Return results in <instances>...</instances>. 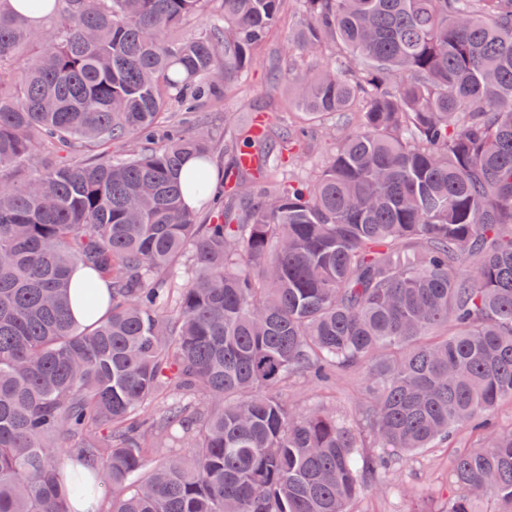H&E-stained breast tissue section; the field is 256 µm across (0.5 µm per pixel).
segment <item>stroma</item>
I'll return each mask as SVG.
<instances>
[{
    "instance_id": "obj_1",
    "label": "stroma",
    "mask_w": 512,
    "mask_h": 512,
    "mask_svg": "<svg viewBox=\"0 0 512 512\" xmlns=\"http://www.w3.org/2000/svg\"><path fill=\"white\" fill-rule=\"evenodd\" d=\"M286 8L285 29L256 55L248 74L220 98L201 102L195 111L173 107V125L188 134H209L239 143L245 132L239 126L225 125V115H269L286 104L289 91L283 73L288 67L287 29L298 19L294 0H288ZM344 125V118L336 115L315 122V136L296 164L298 173L311 175L324 165ZM282 396L296 408L327 406L354 417L363 404L362 377L354 371L342 372L325 385L295 379L284 385ZM451 450L437 443L413 453L408 466L378 479L376 490L352 501L350 512H442L455 492L449 475Z\"/></svg>"
}]
</instances>
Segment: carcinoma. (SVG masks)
I'll return each mask as SVG.
<instances>
[{
    "label": "carcinoma",
    "instance_id": "carcinoma-1",
    "mask_svg": "<svg viewBox=\"0 0 512 512\" xmlns=\"http://www.w3.org/2000/svg\"><path fill=\"white\" fill-rule=\"evenodd\" d=\"M216 4L210 30L185 22ZM284 0H0V512H349L388 463L512 399V0H297L279 150L142 138L252 66ZM345 59L314 74L297 55ZM352 124L317 174L284 178L303 122ZM196 167L181 174L188 158ZM217 215L198 223L197 209ZM193 248L194 276L159 273ZM111 283L75 321L71 273ZM365 377L359 424L281 397ZM187 455L154 462L176 429ZM371 440L383 455L359 449ZM443 512H512V429L458 453ZM47 162V158L39 152H35L30 158L23 161L16 167L2 171L1 176L14 180L15 182H22L30 178L33 174L39 171Z\"/></svg>",
    "mask_w": 512,
    "mask_h": 512
}]
</instances>
